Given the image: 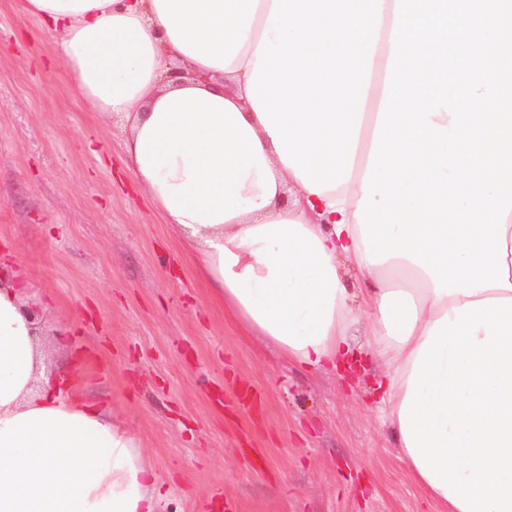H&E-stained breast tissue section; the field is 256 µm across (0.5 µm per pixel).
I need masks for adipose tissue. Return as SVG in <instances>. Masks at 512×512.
Returning <instances> with one entry per match:
<instances>
[{
  "label": "adipose tissue",
  "mask_w": 512,
  "mask_h": 512,
  "mask_svg": "<svg viewBox=\"0 0 512 512\" xmlns=\"http://www.w3.org/2000/svg\"><path fill=\"white\" fill-rule=\"evenodd\" d=\"M271 6L25 0L52 29L55 63L87 108L124 120L136 181L225 314L311 372L347 356L363 331L384 366L401 459L434 512H512V291L438 294L406 258L370 263L354 215L391 29L379 30L351 176L314 194L248 96ZM22 290L0 275V512H167L138 436L78 397L72 364L46 376Z\"/></svg>",
  "instance_id": "ef3b65f1"
}]
</instances>
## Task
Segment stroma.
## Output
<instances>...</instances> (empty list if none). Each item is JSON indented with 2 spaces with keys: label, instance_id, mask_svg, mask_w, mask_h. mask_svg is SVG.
Segmentation results:
<instances>
[{
  "label": "stroma",
  "instance_id": "stroma-1",
  "mask_svg": "<svg viewBox=\"0 0 512 512\" xmlns=\"http://www.w3.org/2000/svg\"><path fill=\"white\" fill-rule=\"evenodd\" d=\"M23 0H0V257L45 368L139 437L168 512H427L384 416L380 362L310 374L210 299Z\"/></svg>",
  "mask_w": 512,
  "mask_h": 512
}]
</instances>
